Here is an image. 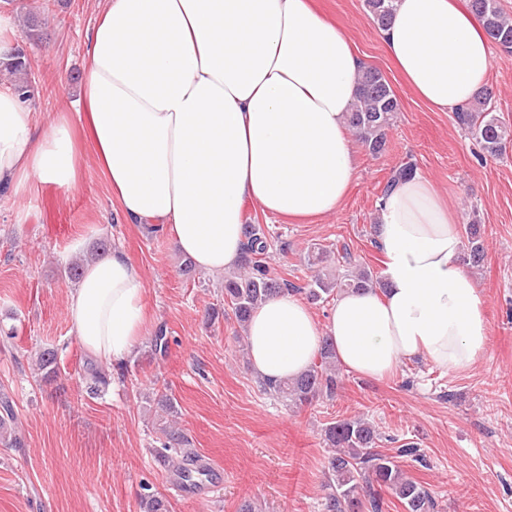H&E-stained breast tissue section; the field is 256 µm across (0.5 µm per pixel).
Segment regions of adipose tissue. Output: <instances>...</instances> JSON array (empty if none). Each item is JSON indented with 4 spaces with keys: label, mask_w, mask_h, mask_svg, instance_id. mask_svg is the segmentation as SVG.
<instances>
[{
    "label": "adipose tissue",
    "mask_w": 512,
    "mask_h": 512,
    "mask_svg": "<svg viewBox=\"0 0 512 512\" xmlns=\"http://www.w3.org/2000/svg\"><path fill=\"white\" fill-rule=\"evenodd\" d=\"M381 32L406 85L445 112L486 82L481 22L454 0H393ZM74 114L32 111L0 86V198L74 189L83 125L124 223L166 230L206 273L238 266L246 206L285 218L335 212L356 160L346 118L362 62L311 0H100ZM385 288L337 297L326 324L288 294L250 319L262 381L306 371L324 343L349 372L379 379L422 358L471 369L489 345L483 298L459 261L453 214L421 175L381 197ZM145 280L123 251L89 261L70 292L71 333L121 364L141 336Z\"/></svg>",
    "instance_id": "ef3b65f1"
}]
</instances>
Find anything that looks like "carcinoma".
Instances as JSON below:
<instances>
[{
    "label": "carcinoma",
    "instance_id": "carcinoma-1",
    "mask_svg": "<svg viewBox=\"0 0 512 512\" xmlns=\"http://www.w3.org/2000/svg\"><path fill=\"white\" fill-rule=\"evenodd\" d=\"M366 6L378 28L387 27L393 17V0H366ZM471 11L482 21L484 31L493 43L506 50L512 49V19L506 17L498 0H469ZM5 70L20 75L15 91L26 99L30 97L31 66L25 55L14 52L3 61ZM356 100L347 115V127L356 140L372 155L385 149L388 133L396 112L400 111L399 98L388 79L378 69L365 67L357 77ZM494 94L486 87L479 91L465 107L457 110V122L470 130L479 141L485 156L497 158L502 154L512 131L508 130L492 113ZM468 240L464 262L478 267L484 260V247L480 225L465 227ZM270 243L266 229L260 224L248 225V238L237 271L224 276V304L244 327L253 313L273 296L296 291V288L271 274L267 264ZM346 268L342 276L328 271V263ZM307 264L313 269V285L307 289V298L318 302L335 292L383 286L381 278L360 266L345 244L336 247H313L307 254ZM169 341L163 330L156 331L150 341L151 358L167 353ZM41 379L50 382L58 373L55 351L44 348L37 353ZM81 379L87 389L95 393L107 384L104 368L95 360L84 362ZM340 380L336 373V360L332 347L321 348L318 362L304 374L264 391L298 407H308L322 399L336 396ZM157 407L171 417L162 433L164 441L161 457L172 463L180 475L187 479L192 471L185 468L194 453L187 448L188 440L177 427L178 406L166 394L157 398ZM15 411L9 400L0 401V443L5 447L20 444L12 424ZM324 435L336 452L329 458L325 472L327 493L322 503L323 512H383L384 495L397 498L405 512H435L437 503L432 492L406 476L397 458L406 457L422 462L417 448L405 445L397 455L389 456L376 449L377 431L363 418L343 419L329 424ZM143 512H169V502L159 493L141 496Z\"/></svg>",
    "mask_w": 512,
    "mask_h": 512
}]
</instances>
